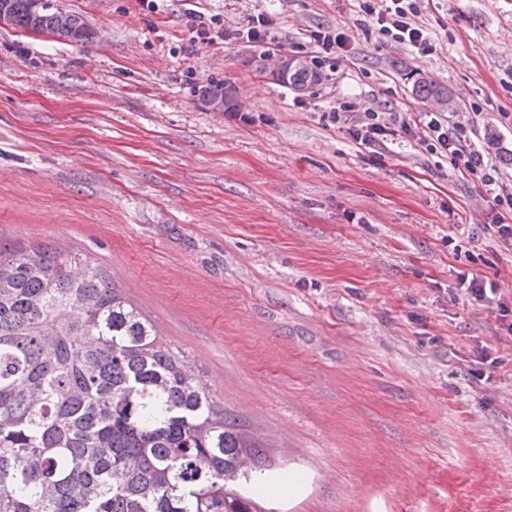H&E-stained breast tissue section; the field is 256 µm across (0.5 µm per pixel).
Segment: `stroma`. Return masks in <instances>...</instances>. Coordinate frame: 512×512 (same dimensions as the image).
<instances>
[{"label": "stroma", "mask_w": 512, "mask_h": 512, "mask_svg": "<svg viewBox=\"0 0 512 512\" xmlns=\"http://www.w3.org/2000/svg\"><path fill=\"white\" fill-rule=\"evenodd\" d=\"M58 2L94 43L0 25V243L92 258L271 472L303 473L268 512H512V342L456 290L466 271L512 302V242L448 158L347 132L419 118L429 76L512 185V0H424L422 57L366 37L351 0ZM194 6L267 13L271 38L189 47ZM317 27L347 36L333 79L295 91L249 66L310 58ZM215 84L236 110L203 98Z\"/></svg>", "instance_id": "35a3bbf8"}]
</instances>
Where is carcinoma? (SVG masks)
<instances>
[{"label": "carcinoma", "mask_w": 512, "mask_h": 512, "mask_svg": "<svg viewBox=\"0 0 512 512\" xmlns=\"http://www.w3.org/2000/svg\"><path fill=\"white\" fill-rule=\"evenodd\" d=\"M4 3L24 33L95 38L55 0ZM276 82L317 78L300 59ZM261 448L88 257L0 246V512H275L250 492Z\"/></svg>", "instance_id": "carcinoma-1"}]
</instances>
